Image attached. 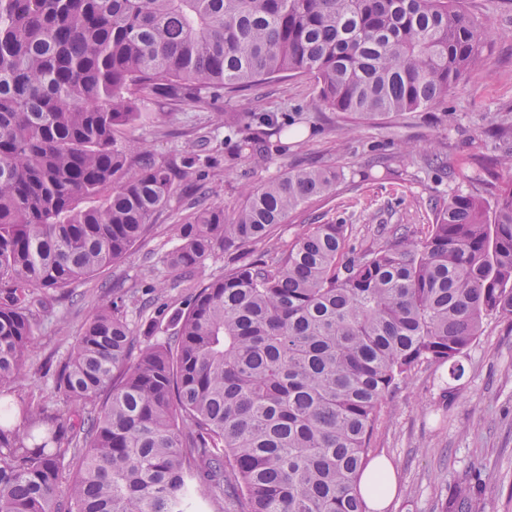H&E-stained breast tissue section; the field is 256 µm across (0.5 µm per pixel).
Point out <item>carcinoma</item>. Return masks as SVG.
<instances>
[{
	"label": "carcinoma",
	"mask_w": 512,
	"mask_h": 512,
	"mask_svg": "<svg viewBox=\"0 0 512 512\" xmlns=\"http://www.w3.org/2000/svg\"><path fill=\"white\" fill-rule=\"evenodd\" d=\"M492 34L461 0H0V512H188L194 484L225 512H366L386 395L422 363L461 376L483 320L512 323L511 181L489 183L491 209L449 197L417 242L363 248L315 224L243 255L151 324L171 329L161 343L140 344L115 298L49 397L14 387L47 295L122 258L203 166L118 141L151 119L146 100L288 72L346 117L415 112L446 101ZM340 176L294 169L231 215L191 201L168 264L189 280L217 249L265 243Z\"/></svg>",
	"instance_id": "carcinoma-1"
}]
</instances>
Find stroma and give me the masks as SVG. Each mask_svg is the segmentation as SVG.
<instances>
[{
  "label": "stroma",
  "instance_id": "stroma-1",
  "mask_svg": "<svg viewBox=\"0 0 512 512\" xmlns=\"http://www.w3.org/2000/svg\"><path fill=\"white\" fill-rule=\"evenodd\" d=\"M464 6L496 34L484 45L478 70L461 77L437 108L360 123L315 108L313 79L288 73L240 91L150 102L151 121L123 131L122 139L146 143L169 161L196 154L207 166L196 180L176 184L167 208L123 258L71 285L70 297L52 300L38 320L22 391L50 392L54 368L87 313L112 297L124 296L126 318L142 342H160L150 318L192 302L191 289L156 290L175 276L165 257L178 243L175 226L189 197L205 195L229 214L242 204L244 188L332 163L341 172L335 189L290 215L273 236L288 244L309 225L336 222L349 225L353 242L369 245L400 233L423 239L436 205L454 194L481 195L489 176L482 158L512 143V129L486 132L489 114L512 116V0H464ZM253 112L292 119L288 153L272 147L259 161L238 153L225 118L244 122ZM461 363L458 379L444 367H416L383 403L370 455L395 465L398 494L389 512H442L465 480L485 483L481 512H512V324L484 320Z\"/></svg>",
  "mask_w": 512,
  "mask_h": 512
}]
</instances>
